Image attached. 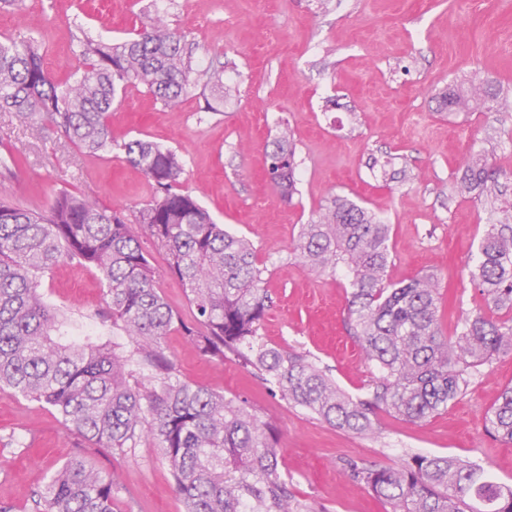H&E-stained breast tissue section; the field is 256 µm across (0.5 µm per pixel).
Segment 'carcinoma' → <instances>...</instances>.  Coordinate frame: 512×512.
I'll return each mask as SVG.
<instances>
[{
  "instance_id": "carcinoma-1",
  "label": "carcinoma",
  "mask_w": 512,
  "mask_h": 512,
  "mask_svg": "<svg viewBox=\"0 0 512 512\" xmlns=\"http://www.w3.org/2000/svg\"><path fill=\"white\" fill-rule=\"evenodd\" d=\"M185 35L159 21L117 43L78 39L80 75L59 82L26 37L0 41V111L35 127L47 123L89 153L117 147L146 176L151 198L129 219L125 211L81 192L58 191L47 211L0 198V386L50 407L65 429L98 452L122 456L148 443L169 468L183 512H311L296 501L281 472L275 428L243 401L180 379L166 338L183 337L205 360L234 361L270 390L323 421L354 434L378 430V412L424 421L455 403L478 367L512 349V317L462 315L444 335L443 296L431 277L384 279L391 263L390 225L341 196L294 243L311 269L344 270L352 335L379 375L363 398L341 390L304 356L262 341L270 299L266 268L254 245L224 230L180 185L184 164L172 149L112 137L118 95L143 87L165 105L188 93L195 78L183 56ZM470 97L451 89L441 106L457 110ZM295 150L274 142L268 175L281 194H297ZM497 171L481 158L462 183L483 196ZM477 247L469 280L487 303L512 314V200ZM163 250L193 311L186 321L162 295L160 272L145 240ZM61 263L95 269L105 287L92 336H76L68 315L50 305L42 280ZM488 430L512 443V386L487 416ZM345 469L389 506L387 512H512V485L477 463L412 455L395 469L347 459ZM123 484L83 453L58 467L35 492L30 512H113Z\"/></svg>"
}]
</instances>
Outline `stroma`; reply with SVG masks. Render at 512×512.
<instances>
[{
    "label": "stroma",
    "instance_id": "stroma-1",
    "mask_svg": "<svg viewBox=\"0 0 512 512\" xmlns=\"http://www.w3.org/2000/svg\"><path fill=\"white\" fill-rule=\"evenodd\" d=\"M159 18L185 32L197 83L173 107L146 89L129 90L113 106L112 134L175 150L185 187L216 223L254 244L268 268L266 343L327 368L353 396L365 395L377 375L347 324L343 272L311 271L292 253L301 225L337 195L390 225L388 281L428 275L460 302L449 318L461 311L500 318L468 277L497 215L461 192L459 180L470 155L483 154L512 198L505 135L512 129V0H14L0 8V39L35 38L48 72L71 81L80 32L115 43ZM217 66L219 86L208 76ZM453 87L495 88L511 109H441L440 96ZM285 129L298 161L299 192L290 201L266 177L267 156ZM4 151L27 159L0 179V195L24 208L45 209L63 188L130 215L150 198L147 178L121 151L84 152L50 126L37 129L2 111ZM102 288L95 269L74 264L57 266L42 284L86 332L103 305ZM167 346L182 379L244 399L276 428L282 469L315 512H386L345 470L349 458L396 468L412 454L448 455L512 484V444L494 437L486 421L512 383V351L481 366L448 410L422 422L383 412L378 433L359 436L289 405L250 369L204 360L181 336H168ZM80 450L51 408L0 387V504L29 512L33 493ZM91 459L121 475L115 512H183L154 448Z\"/></svg>",
    "mask_w": 512,
    "mask_h": 512
}]
</instances>
